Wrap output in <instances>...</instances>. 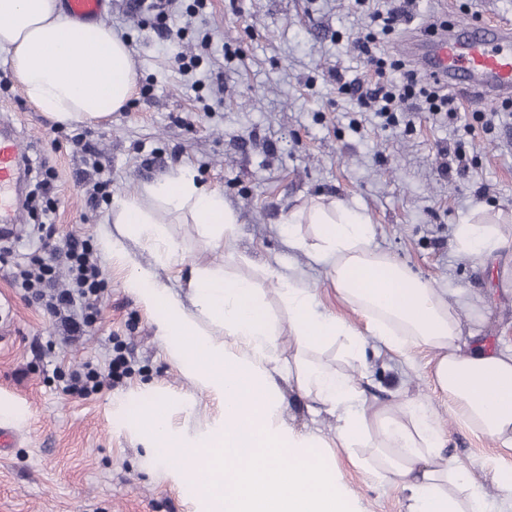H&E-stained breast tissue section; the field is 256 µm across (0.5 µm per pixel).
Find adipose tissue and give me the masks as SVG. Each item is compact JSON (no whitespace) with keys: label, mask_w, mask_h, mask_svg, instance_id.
<instances>
[{"label":"adipose tissue","mask_w":512,"mask_h":512,"mask_svg":"<svg viewBox=\"0 0 512 512\" xmlns=\"http://www.w3.org/2000/svg\"><path fill=\"white\" fill-rule=\"evenodd\" d=\"M0 60L8 64L37 110L61 124L91 122L122 111L135 70L129 43L104 22H78L58 0H0ZM187 217L217 240L235 223L223 194L202 184L189 168L144 184L116 199L112 222L118 237L151 247L158 258L176 256L168 231L172 218ZM292 246L328 262L341 300L363 320L356 328L320 311L316 293L295 278L279 279L277 292L287 326L269 313L266 292L247 277L194 268L189 293L170 292L153 267L132 263L126 280L141 305L156 313V327L172 361L222 411L194 430L170 420L167 397L154 395L127 417L145 442L157 476L186 491L196 512H363L343 482L327 443L379 484L400 488L406 512H512V465L496 469L497 495L475 482L444 451L446 437L433 414L413 398L371 401L365 370L345 373L312 360L315 349L342 342L360 361L368 339L413 363V351L431 352L428 376L455 417L474 434L512 451V349L488 352L471 345L461 312L468 301L445 294L373 245L370 217L340 200L290 210ZM313 224L315 238L297 227ZM458 249L475 258L493 255L507 239L497 225H456ZM289 333L294 356H280ZM319 403L335 420L331 441L294 430L281 418L278 378Z\"/></svg>","instance_id":"ef3b65f1"}]
</instances>
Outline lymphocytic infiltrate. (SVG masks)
<instances>
[{
	"label": "lymphocytic infiltrate",
	"mask_w": 512,
	"mask_h": 512,
	"mask_svg": "<svg viewBox=\"0 0 512 512\" xmlns=\"http://www.w3.org/2000/svg\"><path fill=\"white\" fill-rule=\"evenodd\" d=\"M411 19V10L402 5L372 12L368 33L356 41L365 71L362 77L341 85L361 107L374 110L388 126L397 125L400 115L419 110L452 119L460 106L457 98L440 83L419 79L404 59L378 50L380 40L389 38ZM62 263L67 266L70 284L59 288L55 285V275ZM16 282L35 300L44 302L70 335H87L95 325L104 292L103 281L91 258L88 241L80 235L69 234L61 243L44 244L42 254L29 258L27 268L21 269ZM129 369V362L121 353L110 358L101 369L87 363L69 373L62 390L85 399L103 387L118 384Z\"/></svg>",
	"instance_id": "f902f5d3"
}]
</instances>
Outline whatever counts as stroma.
I'll return each instance as SVG.
<instances>
[{
	"label": "stroma",
	"mask_w": 512,
	"mask_h": 512,
	"mask_svg": "<svg viewBox=\"0 0 512 512\" xmlns=\"http://www.w3.org/2000/svg\"><path fill=\"white\" fill-rule=\"evenodd\" d=\"M130 2H106L104 20L129 40L135 62L132 100L110 119L58 126L25 99L14 74L0 64V119L15 129L29 167L22 221L0 235V324L9 327L8 339L0 341V397L27 411L13 426L15 448L0 455V512H193L189 496L156 478L124 415L149 391L175 397L170 418L178 426L199 421L181 411L182 401L196 400L210 416L220 406L171 362L154 314L126 286L130 260L153 263L152 252L130 240L116 254L103 245L116 230V198L182 167L222 192L237 222L231 255L197 225H169L181 253L157 272L179 295L188 292L192 268H218L258 280L271 315L282 321L276 278L297 275L315 287L321 311L359 324L337 298L327 265L291 248L282 222L290 209L335 197L371 215L378 249L445 293L479 297L477 343L489 351L512 347V222L500 226L507 247L489 259L459 252L453 237L467 219L512 212V111L470 97L457 120L420 112L409 132L381 127L372 113L358 111L340 89L341 81L364 70L355 40L369 23V9L353 0H210L195 18L185 11L193 0H181L171 23L185 30L184 54L199 59L188 75L151 25L130 14ZM418 10L420 20L389 38L385 51L405 56L412 35L453 18L512 20V0H418ZM476 110L491 128L471 136L465 126ZM86 142L110 181L94 208L88 203L92 185L81 179ZM460 142L466 173L442 176V150ZM47 194L57 206L55 239L71 232L87 239L105 284L93 330L74 344L63 341L43 305L14 286L21 258L40 251L37 226ZM116 348L131 357L119 384L86 399L62 393L58 372L87 361L105 365ZM366 354L369 395L408 394L434 408L449 456L471 473L476 489L494 491V461L512 464V454L473 435L426 375L408 370L382 344L370 342ZM279 387L288 425L330 435L333 418L314 415L288 381ZM335 460L364 512H403L396 486L368 480L344 451Z\"/></svg>",
	"instance_id": "stroma-1"
}]
</instances>
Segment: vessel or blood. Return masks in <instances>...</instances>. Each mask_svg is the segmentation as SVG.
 Instances as JSON below:
<instances>
[{
  "mask_svg": "<svg viewBox=\"0 0 512 512\" xmlns=\"http://www.w3.org/2000/svg\"><path fill=\"white\" fill-rule=\"evenodd\" d=\"M106 0H65L77 20L102 18ZM425 78L459 93L493 102L512 97V27L493 21L449 23L430 35L416 55ZM22 144L0 127V223L17 224L21 210L13 189L21 176Z\"/></svg>",
  "mask_w": 512,
  "mask_h": 512,
  "instance_id": "1",
  "label": "vessel or blood"
}]
</instances>
